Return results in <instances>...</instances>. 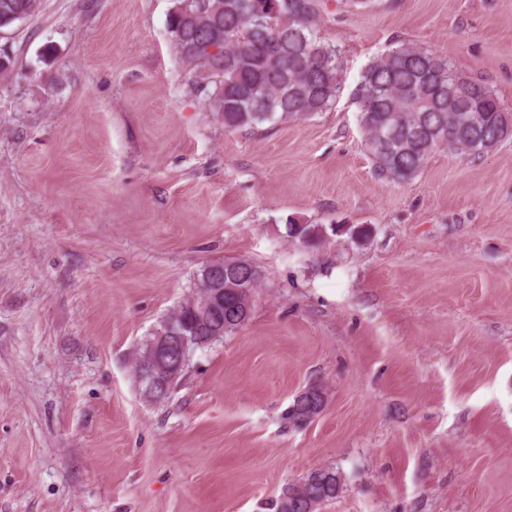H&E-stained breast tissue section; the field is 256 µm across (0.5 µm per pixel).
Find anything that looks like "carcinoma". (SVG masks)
I'll use <instances>...</instances> for the list:
<instances>
[{
    "mask_svg": "<svg viewBox=\"0 0 512 512\" xmlns=\"http://www.w3.org/2000/svg\"><path fill=\"white\" fill-rule=\"evenodd\" d=\"M328 0H194L192 13L169 15L168 27L192 87L208 111L220 116L227 129L256 128L265 123L305 118L334 105L342 87L339 52L325 41L321 28ZM42 0H0V30L39 15ZM219 46V54L204 50ZM363 148L375 174L393 183L416 178L430 158L448 149L467 158L485 155L483 140L498 132V141L512 140V112L501 106L485 84L459 73L448 58L420 44L405 41L387 50L360 76L356 90ZM475 112L484 124H467ZM315 224L288 220V236L298 240L321 237ZM197 274L192 294L159 321L151 336L167 337L172 351L187 354L210 347L241 327L251 313L250 296L224 289L222 303L211 306ZM252 289L260 273L246 259L229 260L224 281ZM146 345L133 356L135 382L151 402L168 399L180 386L150 364L141 362ZM326 395L314 386L297 396L289 410L296 424L312 420L323 409ZM333 466L310 471L282 488L274 512H317L341 492Z\"/></svg>",
    "mask_w": 512,
    "mask_h": 512,
    "instance_id": "obj_1",
    "label": "carcinoma"
}]
</instances>
